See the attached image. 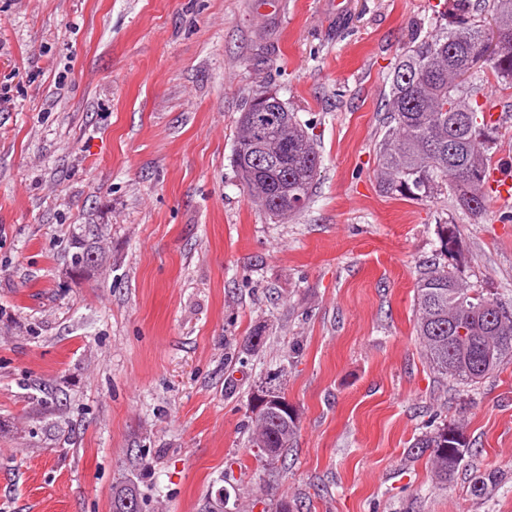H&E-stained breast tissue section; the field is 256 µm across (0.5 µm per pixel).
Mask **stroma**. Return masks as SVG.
I'll return each mask as SVG.
<instances>
[{"label":"stroma","instance_id":"obj_1","mask_svg":"<svg viewBox=\"0 0 512 512\" xmlns=\"http://www.w3.org/2000/svg\"><path fill=\"white\" fill-rule=\"evenodd\" d=\"M443 3L0 0V512H112L126 479L142 512H512V363L446 385L414 307L445 219L464 280L512 298V222L376 179L391 68ZM262 91L322 155L281 222L233 163ZM80 224L110 227L83 275ZM282 368L300 429L271 466L248 400ZM432 415L473 450L445 487L407 458Z\"/></svg>","mask_w":512,"mask_h":512}]
</instances>
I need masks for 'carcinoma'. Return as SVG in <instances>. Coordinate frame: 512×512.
I'll use <instances>...</instances> for the list:
<instances>
[{
  "instance_id": "cac0c4a2",
  "label": "carcinoma",
  "mask_w": 512,
  "mask_h": 512,
  "mask_svg": "<svg viewBox=\"0 0 512 512\" xmlns=\"http://www.w3.org/2000/svg\"><path fill=\"white\" fill-rule=\"evenodd\" d=\"M483 65L473 69L477 58ZM512 84V0H446L430 31L411 39L396 59L385 98V132L377 175L382 192L413 200L451 198L456 210L483 217L491 208L489 168L499 146L497 124L478 99L481 82ZM264 151L258 169L248 157ZM234 163L252 201L269 216L286 219L309 202L319 180L321 154L308 127L275 94H258L239 119ZM108 227L80 224L69 245L70 264L85 272L106 254ZM437 258L419 274L414 298L416 332L429 368L443 379L475 388L512 360V300L464 282L446 262L457 226L438 225ZM468 336L461 341L460 335ZM251 446L273 464L296 441L299 424L280 416L251 419ZM472 448L456 424L430 420L408 450L427 458L436 483L446 486ZM498 482L490 472L471 492L486 494ZM142 512L135 484L112 488V512L125 499Z\"/></svg>"
}]
</instances>
